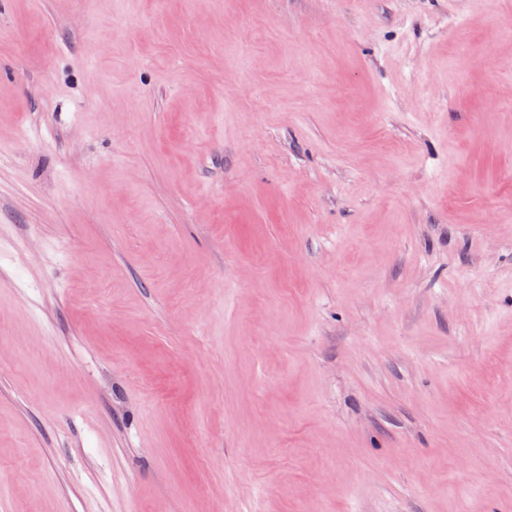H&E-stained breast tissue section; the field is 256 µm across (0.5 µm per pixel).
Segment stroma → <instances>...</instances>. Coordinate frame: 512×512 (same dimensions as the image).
<instances>
[{
  "instance_id": "35a3bbf8",
  "label": "stroma",
  "mask_w": 512,
  "mask_h": 512,
  "mask_svg": "<svg viewBox=\"0 0 512 512\" xmlns=\"http://www.w3.org/2000/svg\"><path fill=\"white\" fill-rule=\"evenodd\" d=\"M0 512H512V0H0Z\"/></svg>"
}]
</instances>
